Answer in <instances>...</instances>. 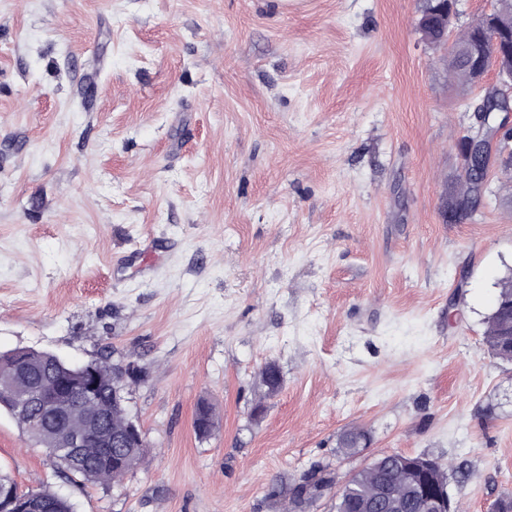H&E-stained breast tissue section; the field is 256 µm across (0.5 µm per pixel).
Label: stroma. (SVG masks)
<instances>
[{
    "mask_svg": "<svg viewBox=\"0 0 512 512\" xmlns=\"http://www.w3.org/2000/svg\"><path fill=\"white\" fill-rule=\"evenodd\" d=\"M424 0H0V351L136 363L153 444L106 488L0 411V469L77 512H277L267 486L376 455L445 464L460 512L512 490V375L486 320L512 182L443 215L485 84ZM164 243L149 274L119 259ZM282 384L253 416L257 375ZM219 427L196 435L200 400ZM371 434L363 455L337 449ZM369 431L362 427H353L344 431L338 438V449L344 456H356L366 449L361 447L360 439L367 438Z\"/></svg>",
    "mask_w": 512,
    "mask_h": 512,
    "instance_id": "35a3bbf8",
    "label": "stroma"
}]
</instances>
